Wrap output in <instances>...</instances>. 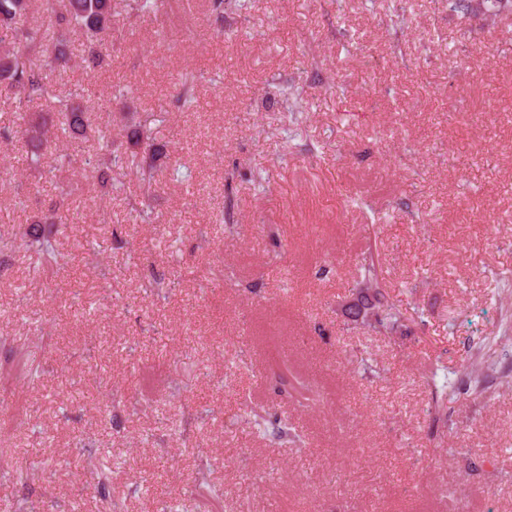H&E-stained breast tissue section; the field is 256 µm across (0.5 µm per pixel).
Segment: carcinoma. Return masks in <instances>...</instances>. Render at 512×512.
I'll return each instance as SVG.
<instances>
[{
	"instance_id": "carcinoma-1",
	"label": "carcinoma",
	"mask_w": 512,
	"mask_h": 512,
	"mask_svg": "<svg viewBox=\"0 0 512 512\" xmlns=\"http://www.w3.org/2000/svg\"><path fill=\"white\" fill-rule=\"evenodd\" d=\"M39 2L42 12L54 25L52 42L54 50H48V45L38 39L34 34L26 32L19 34L15 24L17 19L26 14L33 2ZM512 0H448L450 8L456 12L467 14L476 9L490 15H497L509 5ZM213 10L217 18L224 19V14H240L245 9V0H212ZM11 32L15 39H20L18 48H4L0 50V82L20 91L28 100L53 99L57 104V126L68 134H77L86 130L92 124V117L96 116L95 104L83 106L74 105L68 95L62 94L43 76L46 61H51L61 67L68 64L69 57L65 47L72 37L83 39L87 50L88 60L95 62L103 57L102 49L106 38L112 36V0H0V30ZM199 76L193 70L182 74L178 100L185 104L195 102L196 83ZM279 94L291 102L289 129L291 138L298 136L299 117L304 112V98L299 88L295 86H282ZM26 136L27 159L29 165L38 169L47 158L48 149L54 145L49 128L44 118L34 121L24 130ZM31 240L27 244L36 248L37 254L47 264H56L61 259L57 250V240L53 229H33L28 233ZM382 267L380 254L369 252L362 256L358 269L362 281L373 286V308L375 321L371 327L378 330H391L404 318V314L390 301L388 292L382 285L379 275ZM280 382L289 384V396L302 406H315L321 402V393L318 387L297 374L291 377L280 376ZM252 423L259 428L267 425L266 433L275 439H282L290 435L288 424L278 421L266 423V419L253 415Z\"/></svg>"
}]
</instances>
